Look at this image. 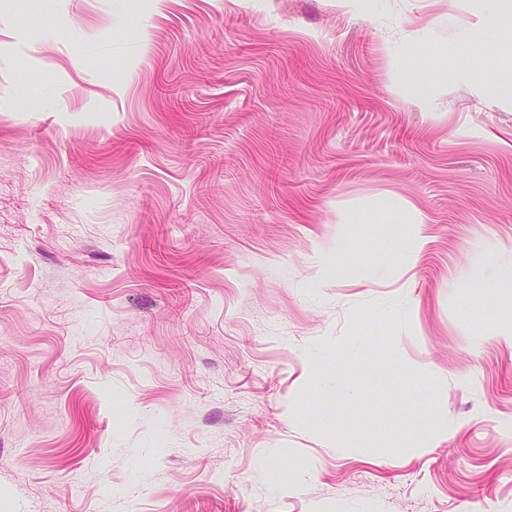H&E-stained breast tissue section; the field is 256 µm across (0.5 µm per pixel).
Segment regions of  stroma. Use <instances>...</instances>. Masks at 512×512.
<instances>
[{
  "label": "stroma",
  "instance_id": "obj_1",
  "mask_svg": "<svg viewBox=\"0 0 512 512\" xmlns=\"http://www.w3.org/2000/svg\"><path fill=\"white\" fill-rule=\"evenodd\" d=\"M504 8L0 0V512H512ZM494 44L498 53L505 59L512 61V14H504L501 18L494 19Z\"/></svg>",
  "mask_w": 512,
  "mask_h": 512
}]
</instances>
